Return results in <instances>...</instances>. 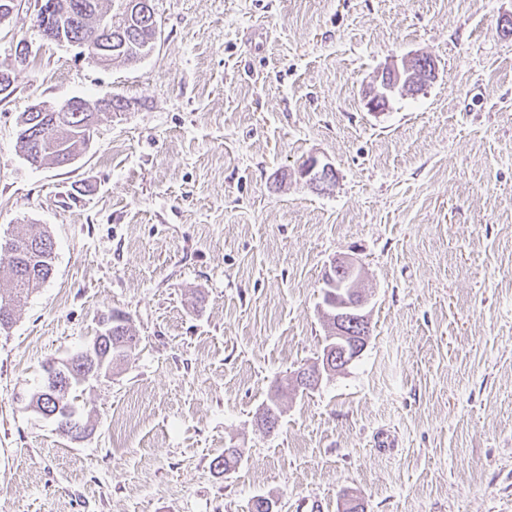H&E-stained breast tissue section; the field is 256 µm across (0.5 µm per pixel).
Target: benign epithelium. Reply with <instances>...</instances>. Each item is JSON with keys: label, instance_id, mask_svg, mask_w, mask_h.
Returning a JSON list of instances; mask_svg holds the SVG:
<instances>
[{"label": "benign epithelium", "instance_id": "obj_1", "mask_svg": "<svg viewBox=\"0 0 512 512\" xmlns=\"http://www.w3.org/2000/svg\"><path fill=\"white\" fill-rule=\"evenodd\" d=\"M435 60L422 53L405 56L401 63L384 67L376 76V85L365 93L366 105L376 109L385 104L388 95L400 91L404 94L419 93L436 78ZM301 176L309 183L322 189H329L335 180L333 169L328 165H319L311 158L301 169ZM322 283L325 287V299L320 305L321 311L328 313L330 321L326 323V347L315 362V374L307 384L315 386L323 375L341 371L358 358L367 344V337L360 334L367 325L365 296L362 291L361 273L348 259H338L326 270ZM336 352L331 357L330 352Z\"/></svg>", "mask_w": 512, "mask_h": 512}]
</instances>
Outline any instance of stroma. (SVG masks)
Instances as JSON below:
<instances>
[{
  "label": "stroma",
  "mask_w": 512,
  "mask_h": 512,
  "mask_svg": "<svg viewBox=\"0 0 512 512\" xmlns=\"http://www.w3.org/2000/svg\"><path fill=\"white\" fill-rule=\"evenodd\" d=\"M158 36L104 67L0 23V244L26 225L54 275L0 332V512H512V0H152ZM411 53L438 75L372 110ZM119 95L63 167L17 143L32 105ZM331 164L320 191L301 169ZM354 260L371 335L321 354L322 277ZM139 339L84 385V438L28 406L101 318ZM287 388L273 432L256 423ZM395 440L377 447L381 433ZM242 458L224 473L229 445Z\"/></svg>",
  "instance_id": "obj_1"
}]
</instances>
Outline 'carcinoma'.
Instances as JSON below:
<instances>
[{
    "instance_id": "obj_1",
    "label": "carcinoma",
    "mask_w": 512,
    "mask_h": 512,
    "mask_svg": "<svg viewBox=\"0 0 512 512\" xmlns=\"http://www.w3.org/2000/svg\"><path fill=\"white\" fill-rule=\"evenodd\" d=\"M95 9L88 14L76 11L62 16L55 22V27L42 30L43 35L56 42L78 45L87 54L96 52L99 43L100 22L107 17V0H93ZM157 21L154 11H149L148 22L124 15L123 23L112 29L111 63H133L138 61L137 51L144 45L153 46L157 38ZM110 112H24L20 116L18 143L22 155L30 159L33 166L61 165V159L77 155L78 150L86 145V132L99 122L123 112L128 107L127 101L119 96L110 98ZM7 267L8 279L0 281V330L8 329L15 320L14 309L10 301L29 295L41 288L53 273V241L46 230L35 225L17 234L9 241V247L0 246V266ZM138 341L132 331L129 318L119 312H112V327L102 334L103 348L101 354L108 355L106 367L127 359L132 347ZM98 355L81 351L71 358L68 371L69 387L57 388L56 382L48 371H43L40 389L31 397L30 403L43 404V407L55 411L57 404L73 406L75 417L57 429L70 434V438L79 439L87 431L78 408L75 407L76 390L82 384L93 379L90 374L92 365ZM282 410L279 395L270 397L262 408L261 421L267 430L277 426Z\"/></svg>"
}]
</instances>
